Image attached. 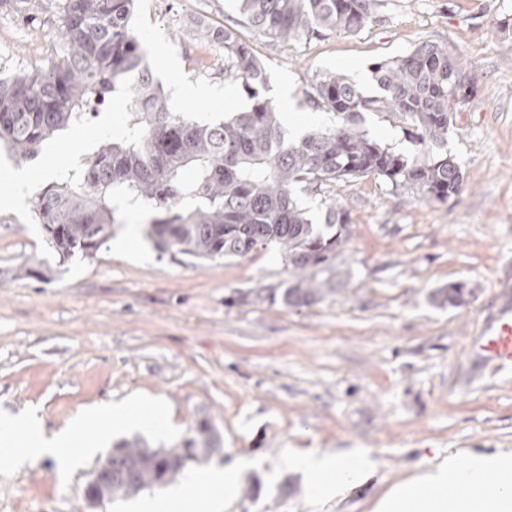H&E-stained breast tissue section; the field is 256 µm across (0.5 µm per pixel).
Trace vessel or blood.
I'll use <instances>...</instances> for the list:
<instances>
[{
    "mask_svg": "<svg viewBox=\"0 0 512 512\" xmlns=\"http://www.w3.org/2000/svg\"><path fill=\"white\" fill-rule=\"evenodd\" d=\"M470 357L480 363L512 371V291L498 295L496 312L486 318L468 344Z\"/></svg>",
    "mask_w": 512,
    "mask_h": 512,
    "instance_id": "b4317fda",
    "label": "vessel or blood"
}]
</instances>
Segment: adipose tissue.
I'll use <instances>...</instances> for the list:
<instances>
[{
    "label": "adipose tissue",
    "instance_id": "adipose-tissue-1",
    "mask_svg": "<svg viewBox=\"0 0 512 512\" xmlns=\"http://www.w3.org/2000/svg\"><path fill=\"white\" fill-rule=\"evenodd\" d=\"M113 423L161 431L166 415L162 410L143 414L140 406L113 405L108 411L78 416L68 433L45 436L40 422L7 418L0 421V439L6 449L0 466L17 468L45 457L52 458L60 473L78 468L94 452L90 442H78L79 433L105 419ZM281 467L310 473V496L320 499L356 483L376 466L364 452L335 455L287 452ZM244 465L235 462L205 473L188 472L182 483L169 488L163 498H146L135 503V512H170L171 507L186 512H223L234 499L238 475ZM374 512H512V455L449 454L447 460L417 471L392 487L380 498Z\"/></svg>",
    "mask_w": 512,
    "mask_h": 512
}]
</instances>
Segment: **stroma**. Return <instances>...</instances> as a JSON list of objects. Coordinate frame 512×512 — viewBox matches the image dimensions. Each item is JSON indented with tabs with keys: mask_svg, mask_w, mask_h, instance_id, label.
<instances>
[{
	"mask_svg": "<svg viewBox=\"0 0 512 512\" xmlns=\"http://www.w3.org/2000/svg\"><path fill=\"white\" fill-rule=\"evenodd\" d=\"M60 11L61 0L35 9L0 0L1 75L53 65ZM134 24L154 75L172 60L181 78L218 89L224 56L204 35L232 27L262 62L267 97L292 86L293 116L308 131L337 123L304 103L316 75L344 73L374 95L375 62L424 39L459 47L477 87L448 129L463 188L444 203L373 176L300 192L317 216L336 198L352 224L338 258L347 277L307 308L270 301L290 277L275 247L203 262L143 239L136 258L109 242L62 264L43 241L35 201L117 135L124 111L105 105L83 122L85 141L62 131L33 159H0V196L12 193V172L33 174L20 205L0 209V418H36L50 436L90 407L140 397L172 414L166 437L143 432L154 447L208 418L224 441L212 465L255 463L224 512H305L301 475L273 468L287 448H361L376 459L370 478L320 512H373L393 484L451 452H512V372L465 379L468 342L512 282V0H385L379 21L359 32L288 44L252 28L233 0H138ZM168 105L200 123L238 111L221 98ZM363 126L396 152L417 151L395 118L369 114ZM24 265L39 276L19 275ZM457 280L473 290L468 304L435 306L432 292ZM94 466L66 476L48 458L2 467L0 512H126L124 499L88 503Z\"/></svg>",
	"mask_w": 512,
	"mask_h": 512,
	"instance_id": "stroma-1",
	"label": "stroma"
}]
</instances>
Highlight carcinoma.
Wrapping results in <instances>:
<instances>
[{"label":"carcinoma","instance_id":"obj_1","mask_svg":"<svg viewBox=\"0 0 512 512\" xmlns=\"http://www.w3.org/2000/svg\"><path fill=\"white\" fill-rule=\"evenodd\" d=\"M136 2L62 0L59 61L46 71L0 79V144L19 159L34 158L44 142L83 123L111 95L135 103L120 137L85 155L77 178L54 182L36 198L45 243L60 261L94 256L122 223L118 210L135 208L152 215L145 235L160 253L213 261L279 248L291 266L281 302L308 307L344 279L337 258L349 244L351 221L331 198L324 223H315L299 205L297 188L320 192L376 176L442 203L462 188L464 174L445 148L460 111L451 96L469 78L462 50L426 40L406 56L375 63L376 95L342 73L316 76L305 104L335 113L339 122L290 140L277 105L263 94L261 62L230 28L209 32L206 40L224 52V76L240 83L249 110L204 125L170 111L133 25ZM382 2L236 0V7L259 32L290 42L358 32L379 19ZM370 112L415 128L418 153L399 154L373 138L363 127ZM472 294L466 282L454 281L436 289L432 301L458 308ZM221 447L205 418L167 449L121 441L113 446L118 475L108 493L118 500L167 484L183 470L187 452L204 456Z\"/></svg>","mask_w":512,"mask_h":512}]
</instances>
